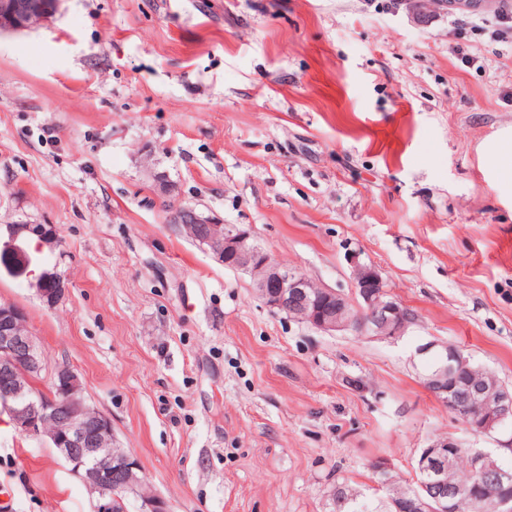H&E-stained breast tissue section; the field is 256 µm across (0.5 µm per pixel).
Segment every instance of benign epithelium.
<instances>
[{"mask_svg":"<svg viewBox=\"0 0 512 512\" xmlns=\"http://www.w3.org/2000/svg\"><path fill=\"white\" fill-rule=\"evenodd\" d=\"M419 23H426L437 12L490 11L496 0H402ZM59 0H0V33L22 31L41 25L56 13ZM171 223L181 225L203 250L224 265L251 275L254 288L265 304L288 317L308 323L325 332L359 328L367 336L396 338L404 335L413 317L389 296L374 265L355 260V282L360 298L355 311L343 294L317 286L307 277L278 263L255 243L249 230L222 224L197 211L182 207L171 215ZM26 234L37 236L51 249L60 246L57 229L43 224H11L8 240L0 242V265L11 274L25 273L29 259L16 246ZM42 298L49 304L64 292L65 276L58 269L43 272L36 281ZM443 365L428 382L430 391L458 409L460 395L448 387L454 372L467 367L469 359L454 346L443 348ZM46 368L43 353L30 331L24 311L16 305L0 304V406L6 409L16 428L29 437L45 438L84 485L95 495V512H112L118 485L133 490L141 512H170L167 501L156 492L139 488L141 467L136 458L118 448L112 421L87 403L78 374L69 366L56 367V395L34 396L33 380ZM468 400L480 399L488 405L482 417L468 428L476 434H490L512 418V389L500 382L490 388L469 386ZM457 440H435L417 462L418 470L433 473L448 464ZM471 459L478 473L491 475L496 485L512 486V472L497 466L487 454L474 451ZM467 498H427L418 493L401 506L411 512H460Z\"/></svg>","mask_w":512,"mask_h":512,"instance_id":"1","label":"benign epithelium"}]
</instances>
